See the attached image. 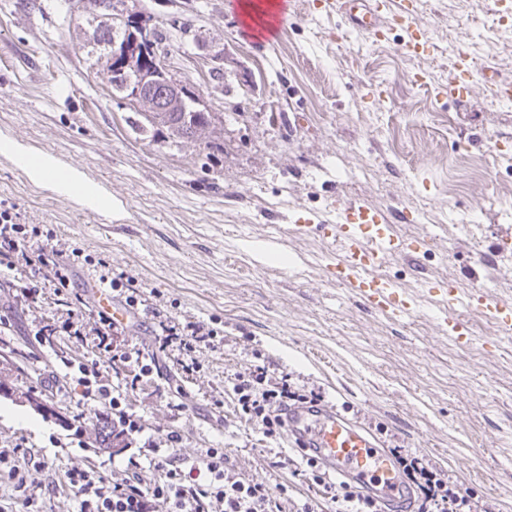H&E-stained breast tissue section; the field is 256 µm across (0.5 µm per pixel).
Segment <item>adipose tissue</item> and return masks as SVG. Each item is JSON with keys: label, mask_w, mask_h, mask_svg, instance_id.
I'll list each match as a JSON object with an SVG mask.
<instances>
[{"label": "adipose tissue", "mask_w": 512, "mask_h": 512, "mask_svg": "<svg viewBox=\"0 0 512 512\" xmlns=\"http://www.w3.org/2000/svg\"><path fill=\"white\" fill-rule=\"evenodd\" d=\"M0 152L10 154L17 163L23 165L33 181L45 184L57 193L75 197L84 206L98 209L106 207L107 201L103 195L95 187L84 183L79 173L58 175L52 157L31 156L25 147L10 140L0 141Z\"/></svg>", "instance_id": "adipose-tissue-1"}]
</instances>
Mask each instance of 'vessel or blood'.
I'll return each instance as SVG.
<instances>
[{"label":"vessel or blood","instance_id":"obj_1","mask_svg":"<svg viewBox=\"0 0 512 512\" xmlns=\"http://www.w3.org/2000/svg\"><path fill=\"white\" fill-rule=\"evenodd\" d=\"M298 0H285L276 20L260 27L244 19L240 27L254 43H266L280 36L290 18L298 13ZM411 0H401L398 8H391L390 0H320V8L326 12H339L345 16L352 33L376 39L383 28L380 16L390 13L394 25L404 29L407 36L402 47L419 55L425 52L418 29L411 25L409 15ZM471 68L467 56H459L454 65L455 74L442 90L443 96L455 104L465 103L472 94L465 75ZM483 83L494 97L512 96V82L502 79L497 71L483 69ZM307 227L328 228L334 232L341 247L342 257L327 267V273L337 283L354 289L356 295L373 310L397 318L412 316L416 311L413 300L405 296L390 280L373 276L372 270L388 256L398 253L415 258L418 247L395 238L388 227L386 216L357 202H340L331 212L310 215ZM96 307L113 322L127 323L130 310L110 288L96 284L92 287ZM441 296L448 325L459 343H467L469 337L465 325L454 310L461 305V290L453 283L443 282L434 288ZM476 308L496 318L502 334L512 333V307L491 301L487 294L477 296ZM288 436L293 445L303 449L320 462L328 472L372 488L389 512H406L409 490L395 466L392 457L381 450L371 433L338 413L335 405H295L286 412Z\"/></svg>","mask_w":512,"mask_h":512}]
</instances>
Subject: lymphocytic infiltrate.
Here are the masks:
<instances>
[{
	"mask_svg": "<svg viewBox=\"0 0 512 512\" xmlns=\"http://www.w3.org/2000/svg\"><path fill=\"white\" fill-rule=\"evenodd\" d=\"M53 237V229L17 223L10 210L0 209V276L24 270L28 280L24 297L37 299L44 283L53 286L58 295L68 290L70 271L79 264L81 253L75 250L60 258L47 247ZM217 335V328L189 321L181 326L162 325L158 342L160 348L174 345L191 354L212 346ZM96 336L97 354L67 363L64 380L79 386L81 403L94 415L111 417L123 430H133L135 422L127 411L124 390L157 372L158 363L139 350L119 351L114 343L115 328L106 316H99ZM104 359L120 361L127 368L129 377L123 384L111 383L101 374L99 366ZM230 384L240 417L266 439H282L284 423L279 411L295 397L287 379H273L268 367L258 365L249 374L231 377ZM167 442L169 453L148 462L129 456L122 477L110 479L97 469L74 467L66 471L63 486L78 500L80 512H271V490L265 484L237 477L223 449L208 448L190 460L177 451L182 442L179 432H169ZM393 458L406 485L418 492L414 512H473L470 495L425 456L398 450ZM31 461L26 449H0V472L7 473L17 499L29 505L36 501L27 473ZM306 465L308 483L323 489L335 504V512H382L381 501L360 487L342 480L328 481L314 460H307ZM147 469L156 477L146 482L141 474Z\"/></svg>",
	"mask_w": 512,
	"mask_h": 512,
	"instance_id": "1",
	"label": "lymphocytic infiltrate"
}]
</instances>
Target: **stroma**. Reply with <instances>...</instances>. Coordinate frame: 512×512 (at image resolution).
<instances>
[{"label": "stroma", "mask_w": 512, "mask_h": 512, "mask_svg": "<svg viewBox=\"0 0 512 512\" xmlns=\"http://www.w3.org/2000/svg\"><path fill=\"white\" fill-rule=\"evenodd\" d=\"M413 7L429 33L424 55L400 49L389 16L373 43L314 0H302L270 44L239 37L231 0H125L124 14L174 43L166 68L212 113L211 149L135 127V112L112 94L95 21L69 0H0V135L79 170L112 208H83L1 154L0 202L18 223L54 228V251L90 255L73 293L108 268L161 316L220 330L215 347L195 352L193 377H182L171 347L160 377L126 390L142 431L115 453L91 435L75 439L85 408L52 387L64 361L95 346L96 308L81 310L82 340L42 345L35 331L60 324L66 305L50 288L23 297V271L0 280L10 323L0 332V383L10 390L0 396V448L47 460L31 473L35 485L88 464L121 474L145 441L163 445L176 430L183 456L224 449L241 478L278 491L280 512L311 499L332 512L305 483L300 452L266 440L237 411L230 377L265 365L369 427L384 448L423 454L473 500L512 512V336L492 316L459 308L470 340L457 343L427 290L453 280L512 304V102L493 104L478 89L460 107L439 93L462 52L475 70L492 63L512 80V18L501 20L494 0ZM215 66L223 82L212 79ZM335 201L381 211L391 233L420 243L417 262L394 255L373 270L415 300L414 316L369 310L326 278L341 257L337 241L295 221ZM40 402L58 419L42 417Z\"/></svg>", "instance_id": "obj_1"}]
</instances>
